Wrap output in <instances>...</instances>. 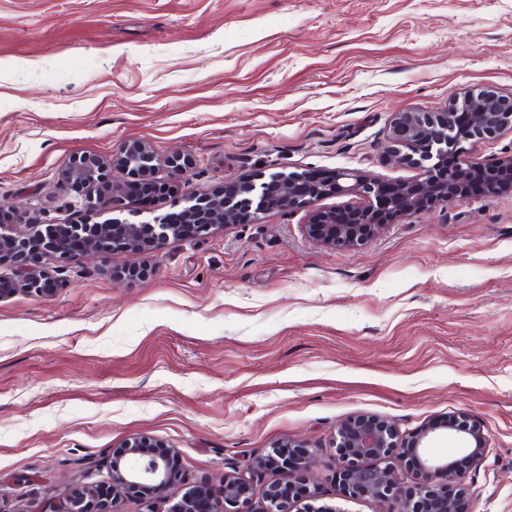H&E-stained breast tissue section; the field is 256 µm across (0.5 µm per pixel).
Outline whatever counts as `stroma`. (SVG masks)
<instances>
[{
  "mask_svg": "<svg viewBox=\"0 0 512 512\" xmlns=\"http://www.w3.org/2000/svg\"><path fill=\"white\" fill-rule=\"evenodd\" d=\"M478 87L512 96V0H0V205L80 221L62 170L132 141L158 177L174 155L193 166L149 205L110 167L96 222L143 224L242 177L406 184L421 171L385 152L394 113ZM313 211L54 257L52 292L1 298L0 512L108 484L132 436L174 450L156 512L197 485L222 494L243 456L285 444L320 459L291 482L376 512L336 481V427L360 414L406 437L477 422L470 512H512V192L419 211L356 249L312 239Z\"/></svg>",
  "mask_w": 512,
  "mask_h": 512,
  "instance_id": "obj_1",
  "label": "stroma"
}]
</instances>
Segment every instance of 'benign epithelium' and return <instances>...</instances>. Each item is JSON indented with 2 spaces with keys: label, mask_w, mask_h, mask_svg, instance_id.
Segmentation results:
<instances>
[{
  "label": "benign epithelium",
  "mask_w": 512,
  "mask_h": 512,
  "mask_svg": "<svg viewBox=\"0 0 512 512\" xmlns=\"http://www.w3.org/2000/svg\"><path fill=\"white\" fill-rule=\"evenodd\" d=\"M461 109L472 116L470 141L475 146L492 143L506 132L512 133V97L487 89L465 93L452 100L443 112L407 110L396 113L390 124L388 151L396 160L405 161L409 156L400 152L399 145L415 143L422 148L416 164L423 171L421 179L400 188L396 195L385 194L378 180L340 172L327 182L312 181L306 176H276L258 186L242 178L225 184L224 190L215 194L184 196L176 200V205L191 218L192 234L204 236L216 226L255 222L274 208L311 207L334 193L351 194L362 200L361 205L353 208L351 223H336L335 211L330 210L320 214L317 222L307 225V232L325 246L347 249L363 246L385 226L377 212L379 205L393 212L392 220L396 221L424 209L421 205L424 199L428 200L429 207L466 200L462 180L478 162L471 159V149L456 135L453 114ZM448 152L456 154L457 167L438 176V160ZM112 166L134 176L143 192L167 190L168 184L155 176L154 156L143 141L124 144L112 159ZM486 169L496 175L497 183L493 188H512V153L498 158ZM106 172L107 164L102 160L79 155L71 159L60 178V186L65 191L85 187V217L78 223L61 224L59 228L77 236L94 228L102 241L97 245L77 246L64 253L58 240L45 238L40 246L42 253L82 260L122 245L145 251L162 238L183 235L182 225L166 217L155 224L112 221L89 225L99 208L112 205V199L97 196L91 189L95 177L104 176ZM30 239L31 235L25 232L0 231V264L14 265L16 281L44 293L46 289L42 285L48 276L29 263ZM443 432L456 436L467 463L478 462L486 455L488 436L481 425L468 420L459 424L454 419L426 424L408 444L416 462L415 481L409 485L404 449L399 445L401 437L390 421L376 415H359L340 423L336 429V470L343 481V492L351 498L371 499L378 505L377 512H426L430 507L435 508V512H468L466 467L431 458L425 453L428 444ZM171 457V449L159 440L144 436L128 438L112 454L111 501L96 509L78 507L80 499L95 497L97 487L90 485L47 512H123L124 493L151 490L160 495L165 492L173 476ZM361 459L371 460L373 464L361 466L357 464ZM269 471L285 473L280 458L271 452L242 469L225 474L224 496L216 498L200 488L174 503L169 512H292L296 499H322L315 486L296 495L288 481H278L265 485L263 506L258 511L253 510L255 488ZM445 479L454 483L457 497H448V487L443 484Z\"/></svg>",
  "instance_id": "benign-epithelium-1"
}]
</instances>
